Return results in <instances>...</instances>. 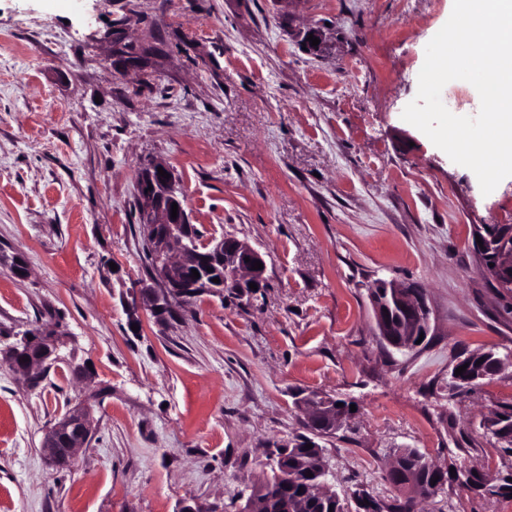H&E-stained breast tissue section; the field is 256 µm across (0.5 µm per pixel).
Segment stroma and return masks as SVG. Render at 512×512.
Listing matches in <instances>:
<instances>
[{"mask_svg":"<svg viewBox=\"0 0 512 512\" xmlns=\"http://www.w3.org/2000/svg\"><path fill=\"white\" fill-rule=\"evenodd\" d=\"M453 0H0V512H239L304 428L292 392L355 404L324 437L329 488L388 503L415 448L456 475L416 512H512L469 490L512 477L485 422L512 405V314L476 263V231L512 224V178L482 194L401 118ZM321 33L307 44L309 30ZM141 56L124 62L123 48ZM161 161L204 237L260 251L254 300L202 293L159 319L125 301L149 278L136 189ZM423 288L431 330L394 351L375 280ZM62 343L38 384L18 334ZM492 377L454 388L462 354ZM73 464L43 440L77 405ZM491 355L488 353H482V354H473L469 355L467 357H464L459 363L455 365L454 369L456 370V367H461L465 365V363H468V367L466 368V371L464 372L467 375H474V376H491L494 375L496 372L495 365L498 366V369L501 366V360L498 357H495V365L493 364L494 361L491 359ZM479 359H483V362H481L479 365H476V362ZM455 370L454 371V377L457 381H459L455 376Z\"/></svg>","mask_w":512,"mask_h":512,"instance_id":"stroma-1","label":"stroma"}]
</instances>
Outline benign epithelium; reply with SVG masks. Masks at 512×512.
<instances>
[{"label": "benign epithelium", "instance_id": "7a95c632", "mask_svg": "<svg viewBox=\"0 0 512 512\" xmlns=\"http://www.w3.org/2000/svg\"><path fill=\"white\" fill-rule=\"evenodd\" d=\"M163 168L170 178L159 176L158 168ZM139 224L151 250V269L154 285L144 286L136 295V303L153 310L168 308L175 300L209 292L215 296H224V284L233 285V290L245 295L250 292V283L261 289L265 285V270L252 269V263L264 261L262 254L240 242L233 240V247L224 250V238H212L208 242L209 251L202 252L192 242L188 234L189 216L183 198L177 194L176 178L170 168L162 162H154L147 167V173L141 175L137 184ZM177 203V217L171 218L172 203ZM221 261L224 267L223 283L215 285L210 281L212 273L207 268L215 261ZM200 277L192 278V270ZM512 269V252L504 253L494 266L485 270L488 277L496 280L501 289L512 288V282L503 277V272ZM376 288L391 290L393 300L401 307L407 318L406 328L400 334L389 333L384 324L375 295H370L378 335L386 344L395 349L407 348L413 337L422 332L429 333L430 318L426 300L407 285L382 279L374 283ZM32 339L24 343L39 348L38 354L29 359L19 357L18 348L10 353L13 367L29 371L44 366L55 355L59 339L46 329L30 332ZM294 406L305 416V422L316 429L308 430L314 437L336 433L346 413L336 408L334 400L317 392H302L294 397ZM89 409L78 408L64 416L46 434L44 448L50 460L62 467L70 464L76 451L89 439ZM392 485L397 489L410 488L414 491L420 486L402 473L397 465L389 470Z\"/></svg>", "mask_w": 512, "mask_h": 512}]
</instances>
